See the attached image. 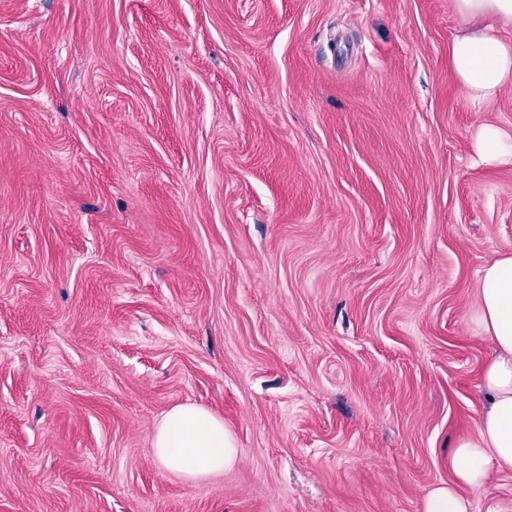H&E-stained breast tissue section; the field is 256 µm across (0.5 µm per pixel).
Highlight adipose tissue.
Segmentation results:
<instances>
[{
  "instance_id": "obj_1",
  "label": "adipose tissue",
  "mask_w": 512,
  "mask_h": 512,
  "mask_svg": "<svg viewBox=\"0 0 512 512\" xmlns=\"http://www.w3.org/2000/svg\"><path fill=\"white\" fill-rule=\"evenodd\" d=\"M454 6L468 27L449 47L450 65L473 101L483 103L512 85V40L501 35L512 25V0H454ZM477 320L496 349L483 372L487 407L477 436L453 451V482L428 492L422 512H471L462 488L482 487L493 469L512 473V255L483 269ZM153 448L165 468L190 479L224 471L238 457L223 419L195 404L166 414Z\"/></svg>"
}]
</instances>
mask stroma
Masks as SVG:
<instances>
[{"label":"stroma","instance_id":"35a3bbf8","mask_svg":"<svg viewBox=\"0 0 512 512\" xmlns=\"http://www.w3.org/2000/svg\"><path fill=\"white\" fill-rule=\"evenodd\" d=\"M452 0H0V512H422L475 437L512 86ZM223 418L196 480L153 441ZM466 31L449 47L450 65L473 101L484 103L512 84V40L501 29L512 25V0H454ZM478 147L487 160L512 164V135L504 133L498 127L484 126L479 134ZM154 455L167 469L190 479L224 471L238 457L224 420L204 407L182 404L164 417L154 438Z\"/></svg>","mask_w":512,"mask_h":512}]
</instances>
